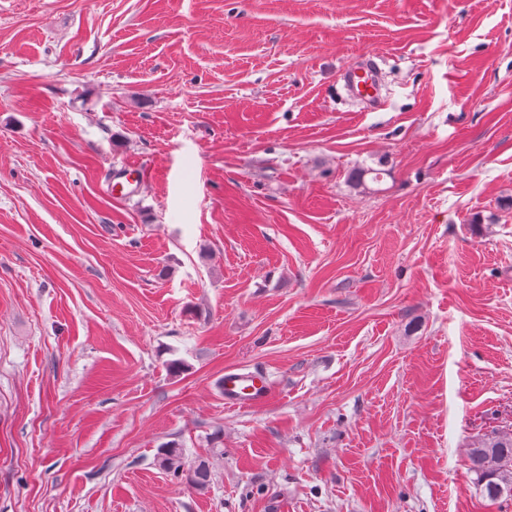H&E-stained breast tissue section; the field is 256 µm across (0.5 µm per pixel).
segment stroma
Masks as SVG:
<instances>
[{"label":"stroma","instance_id":"1","mask_svg":"<svg viewBox=\"0 0 512 512\" xmlns=\"http://www.w3.org/2000/svg\"><path fill=\"white\" fill-rule=\"evenodd\" d=\"M508 425L512 0H0V512H512ZM343 79L346 91L354 99L366 105L377 101L380 88L373 56H366L349 65L344 71ZM224 402L232 406H256L268 396L265 377L259 372H226ZM467 469L481 495L492 503L512 500V428H494L469 448ZM183 451L181 448L175 446H168L162 448L160 456L158 457L159 465L168 470L171 475L183 481L190 475L189 481L186 484L196 490H204L209 486L210 482V471L205 464L198 463L193 467H187L184 462ZM189 472L186 475V472Z\"/></svg>","mask_w":512,"mask_h":512}]
</instances>
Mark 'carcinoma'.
<instances>
[{
  "label": "carcinoma",
  "instance_id": "carcinoma-1",
  "mask_svg": "<svg viewBox=\"0 0 512 512\" xmlns=\"http://www.w3.org/2000/svg\"><path fill=\"white\" fill-rule=\"evenodd\" d=\"M158 462L176 479L189 477L187 485L196 490L209 486L208 467L202 463L186 466L180 448L171 445L161 449ZM466 466L476 475L484 498L492 503L512 500V428H494L483 434L469 448Z\"/></svg>",
  "mask_w": 512,
  "mask_h": 512
}]
</instances>
